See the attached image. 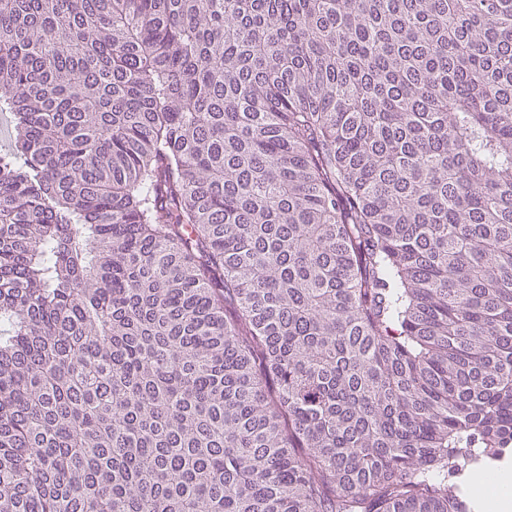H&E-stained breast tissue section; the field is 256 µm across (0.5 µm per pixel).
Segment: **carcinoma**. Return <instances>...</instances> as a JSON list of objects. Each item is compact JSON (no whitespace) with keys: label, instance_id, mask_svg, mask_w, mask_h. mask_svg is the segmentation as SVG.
Here are the masks:
<instances>
[{"label":"carcinoma","instance_id":"cac0c4a2","mask_svg":"<svg viewBox=\"0 0 512 512\" xmlns=\"http://www.w3.org/2000/svg\"><path fill=\"white\" fill-rule=\"evenodd\" d=\"M0 512H479L512 453V0H0Z\"/></svg>","mask_w":512,"mask_h":512}]
</instances>
